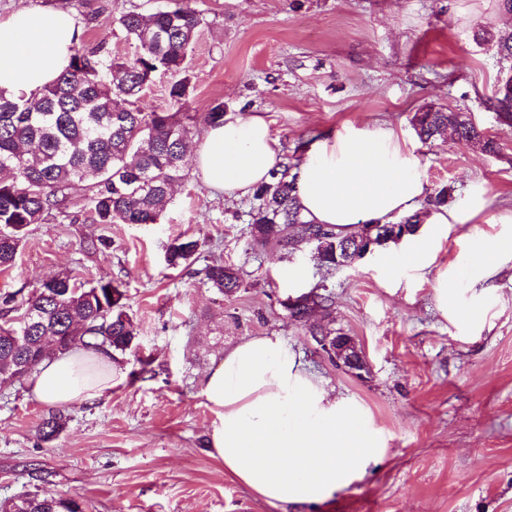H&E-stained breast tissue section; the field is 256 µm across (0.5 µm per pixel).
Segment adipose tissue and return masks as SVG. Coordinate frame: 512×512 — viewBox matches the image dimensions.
I'll return each mask as SVG.
<instances>
[{
    "label": "adipose tissue",
    "mask_w": 512,
    "mask_h": 512,
    "mask_svg": "<svg viewBox=\"0 0 512 512\" xmlns=\"http://www.w3.org/2000/svg\"><path fill=\"white\" fill-rule=\"evenodd\" d=\"M79 36L64 11L21 8L0 19V93L40 96L68 66ZM194 157L210 188L238 199L268 180L281 153L262 116L228 115L208 127ZM294 174L306 219L345 235L361 223L420 213L423 229L392 244L390 267L430 265L449 224L470 219L465 212L422 209L426 185L414 147L389 129L350 126L315 140ZM504 252L503 239L472 241L461 276L489 272ZM123 380L122 367L109 354L78 347L43 362L29 386L35 400L67 406L100 398ZM201 394L215 415L212 456L269 504L321 503L378 453L359 407L307 371L281 336H253L225 350L205 374Z\"/></svg>",
    "instance_id": "obj_1"
}]
</instances>
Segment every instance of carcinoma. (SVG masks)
Returning a JSON list of instances; mask_svg holds the SVG:
<instances>
[{
  "label": "carcinoma",
  "instance_id": "1",
  "mask_svg": "<svg viewBox=\"0 0 512 512\" xmlns=\"http://www.w3.org/2000/svg\"><path fill=\"white\" fill-rule=\"evenodd\" d=\"M126 37L138 46L131 59L112 56L102 47L72 48L70 63L37 100L0 94V268L15 261L25 230L56 211L65 213L74 182L90 176L86 201L98 224H155L171 186L182 178L188 142L195 135L196 115L139 106L144 90L160 72L182 75L170 84L168 96L186 105L190 79L185 61L202 26L192 0H167L149 16L126 12L117 19ZM482 39L497 45L512 70V29L484 30ZM499 123L512 126V90H495L490 101ZM420 140L444 133L461 145L496 155L499 145L462 113L426 106L411 118ZM249 212L252 245H273L291 257L302 248L320 268L334 269L343 247L355 235L341 236L331 225L303 219L290 165L270 174L252 193ZM197 241L178 237L166 247L173 268L192 264ZM205 283L231 297L243 285L239 269L214 259L202 270ZM281 306L288 316L320 338L336 337L332 298L309 291ZM27 318L0 326V380L19 371L31 375L57 352L76 345L90 351L124 354L137 346L138 329L126 306L121 284L99 282L83 287L68 276L50 275L20 302ZM63 429V414L51 413L39 426L43 441ZM0 512H85L75 499L42 491L0 503Z\"/></svg>",
  "mask_w": 512,
  "mask_h": 512
}]
</instances>
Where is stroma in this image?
Returning <instances> with one entry per match:
<instances>
[{"mask_svg": "<svg viewBox=\"0 0 512 512\" xmlns=\"http://www.w3.org/2000/svg\"><path fill=\"white\" fill-rule=\"evenodd\" d=\"M166 0H0L71 13L87 47L137 52L117 23ZM204 18L186 59V111L204 118L215 101L228 114L262 115L282 153L353 124L386 127L409 140L428 198L447 190L449 211L484 208L448 227L435 263L385 269L384 254L319 270L308 253L303 285L281 278L280 252L251 249V197L227 199L184 161L158 223L97 224L84 184L67 214L29 226L0 294H31L49 275L87 286L122 282L138 325L134 351L119 355L126 381L90 404L65 406L64 430L41 441L50 405L27 384L0 383V500L50 491L85 501L88 512H512V256L483 279L460 278L478 236L512 239V127L489 100L502 64L481 29L512 27L498 0H195ZM431 104L464 113L493 136L498 155L450 140L422 142L410 119ZM197 241L193 270L165 261L177 236ZM220 257L239 268L233 298L204 285L200 269ZM459 304L482 316L457 325L439 314L438 275ZM327 285L335 326L362 351L355 376L336 366L280 302ZM275 333L315 376L357 401L380 452L364 474L319 504L271 505L225 475L209 454L215 419L201 394L205 373L244 338Z\"/></svg>", "mask_w": 512, "mask_h": 512, "instance_id": "obj_1", "label": "stroma"}]
</instances>
